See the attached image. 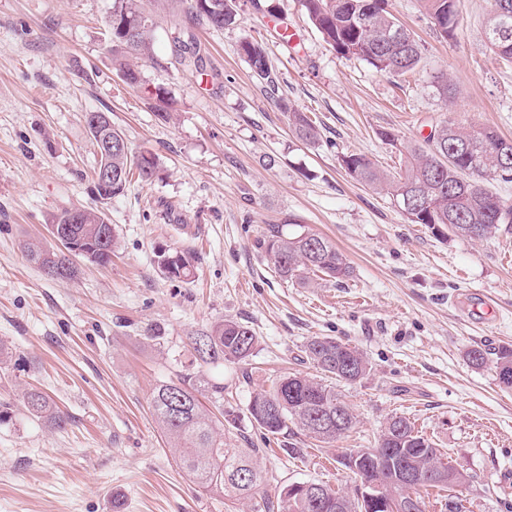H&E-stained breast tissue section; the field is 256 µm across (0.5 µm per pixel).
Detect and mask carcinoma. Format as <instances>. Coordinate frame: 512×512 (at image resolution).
Returning a JSON list of instances; mask_svg holds the SVG:
<instances>
[{
    "instance_id": "carcinoma-1",
    "label": "carcinoma",
    "mask_w": 512,
    "mask_h": 512,
    "mask_svg": "<svg viewBox=\"0 0 512 512\" xmlns=\"http://www.w3.org/2000/svg\"><path fill=\"white\" fill-rule=\"evenodd\" d=\"M389 0H301V5L323 39L341 56L361 60L376 70L402 76L416 68L421 59V45L415 36L388 9ZM434 21L438 33L452 35L456 22V0H420ZM190 9L206 17L209 25L222 30L237 22V0H191ZM144 17L151 22L145 0H113L109 21V40L113 60L131 87L141 85L139 69L124 62L129 54L150 57L152 30L132 34L129 26ZM490 48L502 59L512 60V36L496 37L493 14H488L484 28ZM241 51L255 74L272 81L271 67L262 44L246 40ZM288 125L295 138L305 144L318 141V132L309 118L289 107ZM112 153L99 154L98 165L112 167V193L94 186L99 201L118 197L127 189L129 176L137 174L143 184H150L158 173L156 156L143 151L133 155L121 131L110 128ZM512 150V141L486 126H461L445 121L431 130L424 144L407 151L404 171L393 174L381 169L364 153L341 157V166L353 180L383 192L397 202L412 224L439 225L448 234L469 240L495 236L505 224H512V208L484 185L487 179L512 182V160L504 161L495 146ZM409 198L405 207L403 198ZM56 231L53 238L81 244L83 258L98 263L111 259L115 237L108 217L99 208L84 209L83 223L67 224L60 215L48 225ZM261 247L275 271L285 281L307 285L316 278L342 282L351 274L347 258L328 238L311 230H284L280 224L269 225ZM28 262L49 269L52 277L71 280L77 267L70 257L72 249L54 250L41 240L23 245ZM194 256L177 249L160 251L163 273L172 279L188 280L193 274ZM195 361L200 365L225 360L244 361L253 355L258 339L246 324L226 319L209 331L192 338ZM307 358L328 378L348 384L364 378L370 371L367 357L357 348L327 336H315L305 345ZM495 368L506 371L504 385L512 387V346L494 353ZM214 404L224 400V384L196 371L177 380H164L152 393L153 415L173 447L178 449L182 469L208 493L241 498L257 494L261 475L254 464V448H239L224 434L223 421L204 408L200 397ZM23 406L32 417L57 427L68 418L43 392L30 389L23 394ZM250 418L266 433L284 435L297 429L321 442L329 443L349 432L356 424L352 408L336 393V388L300 374H285L270 390L255 393L248 405ZM379 453L366 452L355 462L359 479L379 483L380 494L392 498L390 512H425L420 490L445 488L432 477L437 468H448L443 453L420 434L414 422L394 415L384 423L377 441ZM411 468L420 472L419 482L408 495L395 497L393 483L397 473ZM296 484L287 486L277 501L263 499L258 512H364L356 497L343 496L344 507L336 509L338 492L319 485L317 496L298 498Z\"/></svg>"
}]
</instances>
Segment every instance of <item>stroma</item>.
<instances>
[{
  "label": "stroma",
  "mask_w": 512,
  "mask_h": 512,
  "mask_svg": "<svg viewBox=\"0 0 512 512\" xmlns=\"http://www.w3.org/2000/svg\"><path fill=\"white\" fill-rule=\"evenodd\" d=\"M147 7L152 56L137 60L143 84L133 88L112 61V0H0V341L10 351L0 402L15 415L0 426V512H113L117 499L122 512H254L190 478L152 415L154 387L188 365L193 336L224 319L258 338L249 361L208 373L224 383L230 437L258 451L262 496L305 481L353 495L341 456L374 447L398 414L468 475L456 490L466 512H512V388L493 364L465 358L512 346V230L473 242L409 223L340 166L356 152L398 172L401 151L446 119L512 140V61L485 42L490 0H457L448 38L420 0H389L421 44L404 76L337 54L300 0H238L237 23L222 30L186 0ZM188 38L202 67L178 51ZM247 39L263 44L276 92L241 54ZM441 75L454 103L435 93ZM288 106L314 121L317 144L296 140ZM92 112L107 113L133 152L154 153L160 171L103 205L116 236L110 262L82 259L76 280H55L26 261L23 244L49 241L54 215L98 204ZM270 224L326 236L351 277L310 288L282 280L259 246ZM164 248L194 254L191 280L161 272ZM315 336L371 364L361 382L336 387L357 423L328 444L266 435L248 403L283 372L320 378L304 354ZM30 387L68 416L65 427L24 411ZM291 443L300 456H288Z\"/></svg>",
  "instance_id": "obj_1"
}]
</instances>
